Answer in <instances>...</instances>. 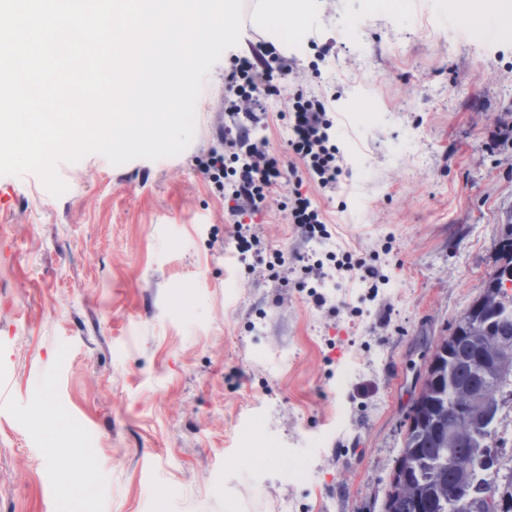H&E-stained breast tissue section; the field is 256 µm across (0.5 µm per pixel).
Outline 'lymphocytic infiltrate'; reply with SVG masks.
<instances>
[{"label":"lymphocytic infiltrate","instance_id":"f902f5d3","mask_svg":"<svg viewBox=\"0 0 512 512\" xmlns=\"http://www.w3.org/2000/svg\"><path fill=\"white\" fill-rule=\"evenodd\" d=\"M288 67V59L273 44L261 46L252 58H234L227 75L232 98L226 109L241 111V103L252 106L244 113L246 120L235 133L225 134L223 150L210 151L201 166L224 192L233 238L240 250L258 246L260 238L251 223L263 202L277 187L288 188V221L297 225L307 237L325 238L329 232L321 212L304 193L305 185L335 190L343 172V158L332 142L336 129V113L328 97L296 94L289 114L288 146L294 160L281 167L273 157L266 140L250 137L249 126L257 122L263 111L262 98L274 89L275 73Z\"/></svg>","mask_w":512,"mask_h":512}]
</instances>
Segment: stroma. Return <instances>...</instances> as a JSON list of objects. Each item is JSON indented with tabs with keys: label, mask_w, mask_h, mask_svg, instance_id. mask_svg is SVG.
<instances>
[{
	"label": "stroma",
	"mask_w": 512,
	"mask_h": 512,
	"mask_svg": "<svg viewBox=\"0 0 512 512\" xmlns=\"http://www.w3.org/2000/svg\"><path fill=\"white\" fill-rule=\"evenodd\" d=\"M492 2L476 41L448 0H312L286 19L300 48L244 0L235 53L271 40L292 62L254 127L282 164L293 94L334 100L344 170L308 189L329 237L289 224L282 187L263 252L236 249L197 165L231 122L225 56L181 154L60 164L58 198L0 176V512H381L424 358L512 219V138L489 142L512 128V0ZM348 253L364 268L337 272ZM65 472L89 493L63 495Z\"/></svg>",
	"instance_id": "obj_1"
}]
</instances>
